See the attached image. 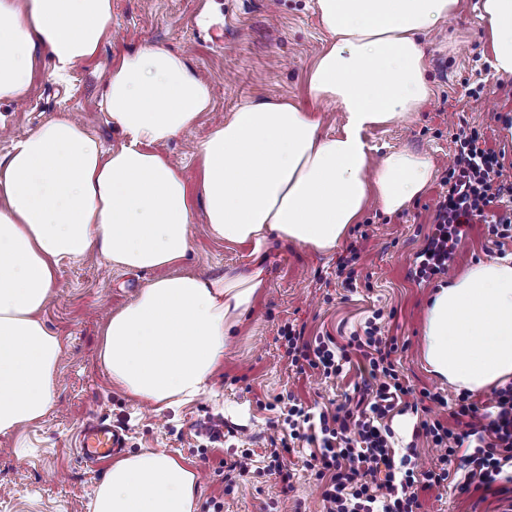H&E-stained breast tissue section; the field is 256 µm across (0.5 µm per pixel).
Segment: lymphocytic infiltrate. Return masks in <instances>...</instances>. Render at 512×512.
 Wrapping results in <instances>:
<instances>
[{"mask_svg":"<svg viewBox=\"0 0 512 512\" xmlns=\"http://www.w3.org/2000/svg\"><path fill=\"white\" fill-rule=\"evenodd\" d=\"M457 127L454 163L442 179L446 191L414 261L412 275L421 280L447 274L464 226L482 222L496 239L512 240V181L504 179L498 154L478 130L463 121ZM381 317L374 312L363 333L342 344L331 336L306 339L290 323L280 329L288 363L298 373L311 368L329 378L351 361L359 363L357 401L314 413L292 397L283 412L289 437L316 446L305 465L322 484L326 512H421L420 491L448 480L452 457L459 460L460 492L496 483L500 494L512 496V383L495 390L491 410L465 392L451 403L441 393L422 391L420 399L452 408L454 426L425 419L414 429L440 449L441 464L420 473L414 446L396 453L386 420L396 412H418L420 400H412L413 390L395 364L399 342L383 334Z\"/></svg>","mask_w":512,"mask_h":512,"instance_id":"obj_1","label":"lymphocytic infiltrate"}]
</instances>
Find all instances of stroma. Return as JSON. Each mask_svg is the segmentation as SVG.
Segmentation results:
<instances>
[{
    "mask_svg": "<svg viewBox=\"0 0 512 512\" xmlns=\"http://www.w3.org/2000/svg\"><path fill=\"white\" fill-rule=\"evenodd\" d=\"M314 0H112V31L98 58L56 82L53 62L42 56L32 91L24 104L0 102V157L41 123L67 113L99 137L105 147L122 137L108 123L102 99L106 74L119 53L153 44L184 54L213 84V105L198 125L163 145L162 151L195 181L199 161L194 145L247 101L287 98L310 107L307 77L326 33ZM479 0H459L447 21L435 26L424 48L433 93L408 123L393 122L366 132L374 153L404 147L426 153L432 179L403 211L385 213L370 201L360 223L351 225L334 253L321 254L287 244L265 262L266 281L243 318L211 391L190 403L156 411L112 386L99 360L103 317L130 303L155 274L110 266L95 254L68 261L59 269L53 295L41 313L60 336L63 352L56 375L54 408L40 421L0 437V512H88L96 485L108 463H89L76 450L83 427L106 418L126 433L127 453L162 450L200 475L195 512H325L321 488L303 462L312 446L295 443L287 458L292 488L282 492L277 475L251 472L227 481L224 465L251 450L263 456L271 440L284 432L272 410L276 398L295 396L321 407L342 402L358 377L347 372L324 378L288 365L279 335L285 323L304 327L306 337H339L362 331L374 311H382L385 333L406 341L396 356L415 390L429 389L455 399L456 390L430 373L423 360L426 307L445 277L426 282L410 275L424 245L441 179L453 163L452 135L457 119L483 133L486 145L504 155V173L512 178V78L495 76L485 46L486 25ZM356 245L358 279L345 289L334 282L336 262ZM512 256L490 244L485 225H470L449 264L462 273L479 260ZM246 247L211 238L205 225L193 227V251L178 273L222 274L247 265ZM417 417L395 416L390 427L396 448H417L416 463L426 470L440 451L414 438ZM424 512H502L498 495L459 493L447 483L422 491Z\"/></svg>",
    "mask_w": 512,
    "mask_h": 512,
    "instance_id": "obj_1",
    "label": "stroma"
}]
</instances>
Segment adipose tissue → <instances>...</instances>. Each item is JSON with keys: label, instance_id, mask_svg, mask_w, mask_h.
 Listing matches in <instances>:
<instances>
[{"label": "adipose tissue", "instance_id": "obj_1", "mask_svg": "<svg viewBox=\"0 0 512 512\" xmlns=\"http://www.w3.org/2000/svg\"><path fill=\"white\" fill-rule=\"evenodd\" d=\"M458 0H316L328 40L307 82L339 105L340 132L285 99L239 106L196 148V186L162 152L213 102L188 59L147 45L106 75L104 107L124 137L100 141L68 115L0 158V436L51 410L63 347L41 313L63 262L95 253L111 266L154 270L193 250L204 220L218 241L248 248V267L161 277L108 315L99 356L113 385L163 410L192 402L224 358L265 282L275 242L332 252L370 200L396 213L432 178L429 158L403 148L373 159L363 134L409 120L432 94L424 36ZM497 75L512 77V0H481ZM112 29V0H0V102L30 94L41 55L64 77L94 59ZM424 357L456 389L512 380V257L477 261L440 286L426 309ZM198 476L145 450L115 460L89 512H193Z\"/></svg>", "mask_w": 512, "mask_h": 512}]
</instances>
